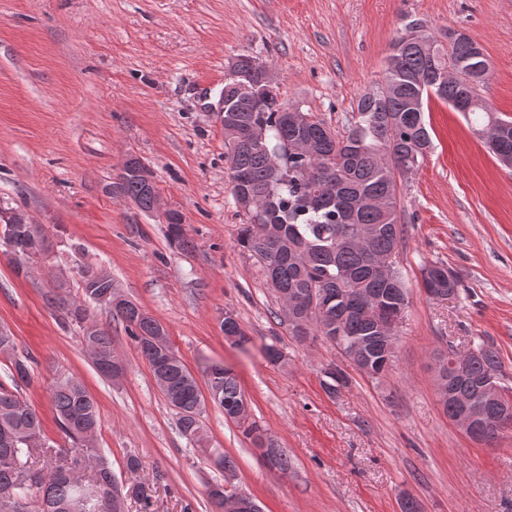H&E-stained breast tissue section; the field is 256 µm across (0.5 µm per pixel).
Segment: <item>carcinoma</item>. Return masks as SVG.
<instances>
[{"instance_id": "cac0c4a2", "label": "carcinoma", "mask_w": 512, "mask_h": 512, "mask_svg": "<svg viewBox=\"0 0 512 512\" xmlns=\"http://www.w3.org/2000/svg\"><path fill=\"white\" fill-rule=\"evenodd\" d=\"M423 40L418 44L398 39L384 61L383 79L357 100L340 134L315 113L290 112L280 100V86L269 66L240 55L224 80V148L230 170V194L243 224L239 245L259 264L266 282L279 298L315 293V307L299 310L306 336H346L350 349L361 339L378 335V318L365 299H382L393 312L407 308L408 291L397 264L406 232L401 218L398 179L420 167L432 149L425 121V106L436 98L464 113L478 134L505 167L512 168V119L495 113L483 96L488 80L483 48L458 30L437 38L411 25ZM109 192L133 200L143 211H153L151 195L132 172L120 168ZM20 233L28 216L19 206L0 203ZM180 214L166 220L170 245L181 251L192 241L178 224ZM371 231L367 247L360 245L363 229ZM458 278L443 262L421 269V287L435 299L458 292ZM115 287L112 279L90 282L81 278L82 301L52 296L48 304L65 329L84 332L92 296ZM126 323L153 378L167 386L164 397L175 411L182 436L202 449L220 470L234 461L207 448L202 418L205 397L183 360L173 351L159 354L155 337L163 326L142 317L130 300L113 310ZM83 345L107 362L114 351L112 337L102 328L81 336ZM397 345L376 341L371 350V379L382 378L396 358ZM479 356L466 369V384L458 393L471 392L487 376L499 377L500 360L489 346L476 345ZM13 336L0 331V354L11 358L13 374L28 378L26 361L15 356ZM348 382L347 374L332 366L323 374L328 395ZM212 403L224 418L244 426L254 440L264 428L233 416L244 396L236 375L221 365L206 371ZM56 419L71 447L55 450L50 471L33 465L42 447V420L21 396L0 389V512H125L129 498L149 503L138 486L118 487L112 466L94 448L99 410L84 385L72 376L56 379L51 392ZM94 469L92 483L84 481ZM41 477L34 481L31 474Z\"/></svg>"}]
</instances>
